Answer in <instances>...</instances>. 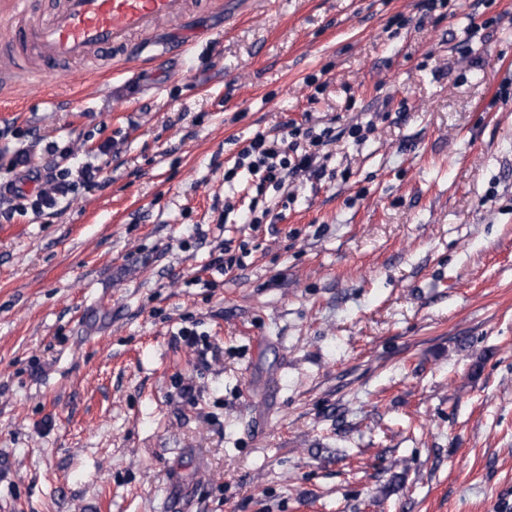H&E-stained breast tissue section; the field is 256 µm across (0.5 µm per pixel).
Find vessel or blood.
<instances>
[{"label": "vessel or blood", "mask_w": 512, "mask_h": 512, "mask_svg": "<svg viewBox=\"0 0 512 512\" xmlns=\"http://www.w3.org/2000/svg\"><path fill=\"white\" fill-rule=\"evenodd\" d=\"M182 0H62L42 24L19 30L17 38L41 58L62 61L124 45L128 32L154 28L180 12Z\"/></svg>", "instance_id": "b4317fda"}]
</instances>
